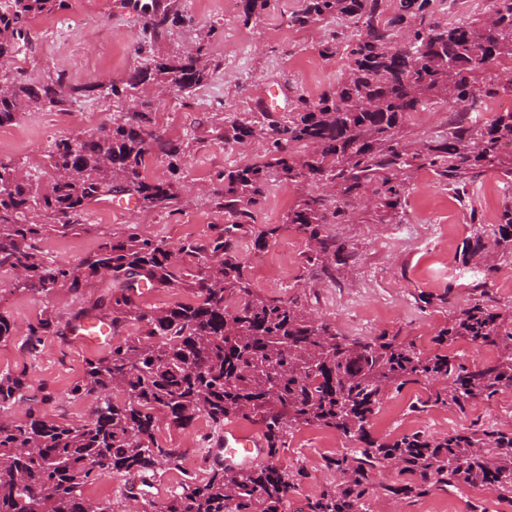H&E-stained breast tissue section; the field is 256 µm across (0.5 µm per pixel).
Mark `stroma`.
<instances>
[{
    "instance_id": "1",
    "label": "stroma",
    "mask_w": 512,
    "mask_h": 512,
    "mask_svg": "<svg viewBox=\"0 0 512 512\" xmlns=\"http://www.w3.org/2000/svg\"><path fill=\"white\" fill-rule=\"evenodd\" d=\"M188 16L156 40L145 38L139 14L121 0H68L65 10L52 14V29L41 20L30 25V41L10 63L12 72L38 82L64 74L67 82L88 84L117 82L132 69L139 55H186L196 49L198 36L213 31L208 51L216 71L195 92L170 93L158 97L153 87L138 92L139 104L149 106L156 128L167 139L181 143L180 176L188 189L173 208L146 210L134 197L113 193L91 205L80 219L79 228L67 235L50 234L36 244V254L47 262L78 264L108 238L135 233L175 243L190 238L207 239L224 213L217 205L221 184L216 175L227 166H244L262 159L266 141L255 138L242 143L224 140V124L230 118L256 116L258 105L277 100L272 118L287 115L291 101L303 95L315 101L334 89L348 69L345 49L334 58L322 56L324 44L356 41L362 27L347 21L326 19L298 29L289 26L288 16L299 9L301 0H268L265 10L245 18L242 7L225 11L224 0H178ZM141 53H134V45ZM128 100L113 97L83 98L65 110L31 108L15 121L0 126V160L11 163L39 190H46L54 176L47 151L55 139L97 133L128 112ZM448 106H429L425 113H411L402 127L408 148L446 136ZM399 217L374 214L365 199H353L348 224L329 225L351 247L355 261L340 268L335 278L325 277L307 262L308 235L299 232L295 260L288 271L258 267L251 263L250 238L238 243L246 256V273L257 290L271 298L294 301L312 309L318 318L334 324L341 332L358 337L386 332L398 334L422 355L436 350L434 338L447 324L451 306H463L477 297V290L463 287L466 273L457 260L464 238L473 224L497 223L505 208H512V180L500 170L484 169L459 193L439 182L431 169H412L405 184ZM318 185L292 183L281 178L270 181L256 213V228L278 226L276 243H284L291 225L285 218L306 195L317 193ZM402 224H417L423 238L409 243L393 240ZM453 294V304L441 298ZM100 288L84 287L74 292L57 287L40 294L17 288L8 266H0V313L10 316L18 327L13 341L0 345V373L27 372L32 395L41 398L40 408L50 419L78 424L86 419L90 405L72 398L70 387L82 374L87 360L99 355L104 343L76 339L66 329L70 315L92 308ZM52 313L59 333L44 337L36 352H28L23 340L30 324L44 313ZM420 385L410 384L390 392L370 431L377 438H394L412 431L443 435L471 424L498 422L512 425V389L488 401L467 407L465 412L434 408L410 411L409 405L422 395ZM218 435L206 419L187 429L160 425L157 438L180 449L181 463L162 464L131 476L111 480V491L101 482L88 485L84 494L110 506L112 512H152V504L177 492L186 477V460L208 458ZM345 442L333 431L300 426L291 431L275 464L297 478L288 497L289 505L306 512L308 503L323 489L339 484L340 476L325 465L327 457L342 452ZM378 512H512V502L499 499L484 488L437 490L424 497L376 498Z\"/></svg>"
}]
</instances>
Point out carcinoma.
I'll list each match as a JSON object with an SVG mask.
<instances>
[{
  "label": "carcinoma",
  "instance_id": "cac0c4a2",
  "mask_svg": "<svg viewBox=\"0 0 512 512\" xmlns=\"http://www.w3.org/2000/svg\"><path fill=\"white\" fill-rule=\"evenodd\" d=\"M432 0H396L395 16L384 18L383 0H302L288 18L307 27L328 17L362 24L365 34L348 45L350 65L336 89L313 102L293 100L288 117L233 120L224 140H267L259 162L218 174V201L225 224L205 243L130 234L104 240L79 264H45L35 241L47 233H67L93 203L116 187L137 197L144 209H168L178 202L177 180L148 179L149 156L168 160L178 176L182 151L155 128L141 109L89 136L54 141L49 152L54 177L45 192L9 162L0 160V265L15 271L18 284L48 292L80 288L91 279L107 281L92 309L79 308L67 322L74 332L94 319L126 336L88 361L70 395L91 401L87 420L71 424L41 414L36 397L26 417L0 415V512H106L109 506L84 495V487L112 473H145L180 458L156 438L161 421L185 429L204 417L218 428L238 418L264 425L266 463L251 468L210 466L206 481H184L156 512H285L294 480L274 463L292 429L304 425L341 435L348 448L328 459L342 475L334 488L309 503V512H371L375 467L396 465L399 482L383 494L422 497L437 488L481 487L512 500V429L483 424L440 436L419 431L394 439L370 435V421L393 387L432 384L411 409L430 407L465 412L512 388V313L478 299L455 312L435 337L437 350L423 357L383 333L369 340L350 338L319 320L302 304L269 298L254 290L235 243L251 236L262 247L278 227L257 231L254 210L274 177L333 186L331 194H311L288 211L286 223L305 229L308 263L327 274L353 258L346 242L326 231L347 224L341 205L372 187L371 206L397 212L403 181L413 166H429L440 181L464 190L471 174L499 167L512 179V162L501 160L512 147V112L480 126L453 122L448 137L408 151L399 133L412 112L438 101H478L487 67L512 62V0H490L488 11L455 22L434 17ZM66 0H8L0 9V64L9 63L30 39L35 17L60 10ZM144 30L154 38L186 21L173 0H134ZM406 31L405 42L395 37ZM213 32L193 54L153 56L121 83L71 84L59 75L38 83L18 72L1 80L0 125L28 107H65L95 95L129 98L143 86L159 93H190L203 86L215 67L207 56ZM459 262L487 281L501 266H512V209L497 224H473ZM145 288H179L192 303L165 309L144 307ZM236 303L232 310L227 304ZM45 314L27 328L25 346L35 352L56 332ZM460 342L487 347L497 357L468 366L454 350ZM27 373L0 374V410L25 398Z\"/></svg>",
  "mask_w": 512,
  "mask_h": 512
}]
</instances>
